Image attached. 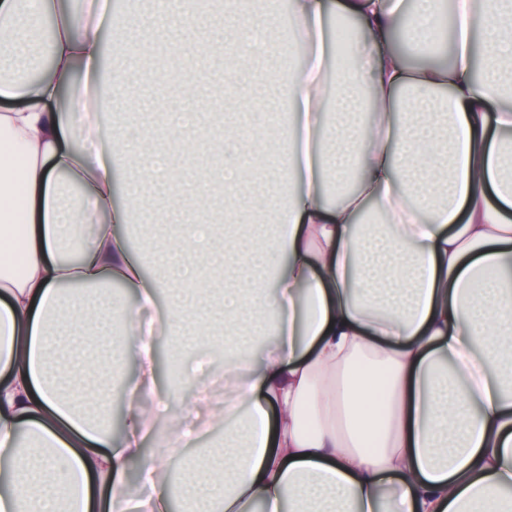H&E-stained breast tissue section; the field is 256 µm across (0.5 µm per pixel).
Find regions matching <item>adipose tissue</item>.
Instances as JSON below:
<instances>
[{
    "label": "adipose tissue",
    "instance_id": "ef3b65f1",
    "mask_svg": "<svg viewBox=\"0 0 512 512\" xmlns=\"http://www.w3.org/2000/svg\"><path fill=\"white\" fill-rule=\"evenodd\" d=\"M279 2L114 0L99 23L0 0V512H171L166 474L182 512H512V0H455L450 19L442 0H342L361 35L336 69L326 0H289L284 34ZM146 3L167 24L222 12L223 33L181 55L244 111L262 81L288 105L289 122L205 139L195 78L159 98L168 138L223 161L219 243L201 198L170 188L180 151H145L86 99L137 107L154 43L113 22ZM301 44L300 66L262 69ZM145 183L167 189L155 222L198 216L151 271L128 233ZM163 291L169 312L149 317ZM242 313L269 341L226 339L223 403L155 395L157 336ZM116 379L133 403L117 437ZM217 426L223 450L195 448Z\"/></svg>",
    "mask_w": 512,
    "mask_h": 512
}]
</instances>
